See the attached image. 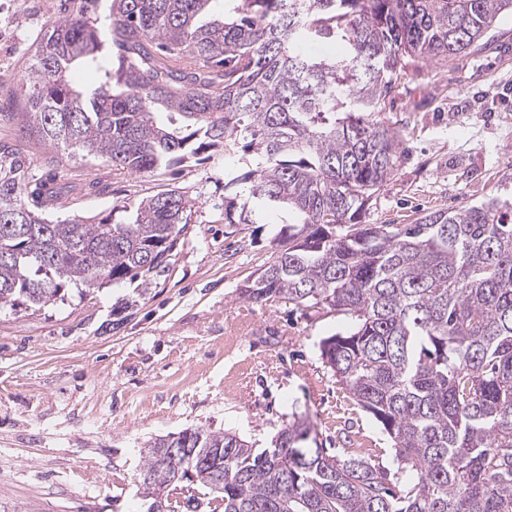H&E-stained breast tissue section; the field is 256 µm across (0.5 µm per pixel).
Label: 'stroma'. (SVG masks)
<instances>
[{
    "label": "stroma",
    "mask_w": 512,
    "mask_h": 512,
    "mask_svg": "<svg viewBox=\"0 0 512 512\" xmlns=\"http://www.w3.org/2000/svg\"><path fill=\"white\" fill-rule=\"evenodd\" d=\"M109 0H0V104L17 101L34 44L66 16L103 22ZM395 176L361 215L410 224L421 213L512 195V14L450 63L418 61L388 98ZM67 182L98 181L53 215L86 219L175 188L192 220L150 284L69 289L33 311L0 307V512H143L136 477L150 438L229 431L262 448L294 418L310 446L396 472L391 441L320 352L346 318L285 300L241 298L288 235L285 217L224 221V154L176 174H128L101 158L60 160Z\"/></svg>",
    "instance_id": "stroma-1"
}]
</instances>
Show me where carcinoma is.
I'll list each match as a JSON object with an SVG mask.
<instances>
[{
  "label": "carcinoma",
  "instance_id": "carcinoma-1",
  "mask_svg": "<svg viewBox=\"0 0 512 512\" xmlns=\"http://www.w3.org/2000/svg\"><path fill=\"white\" fill-rule=\"evenodd\" d=\"M106 22L50 23L0 122L57 155L104 158L131 174L224 151V223L283 211L288 247L244 282L251 302L285 299L351 320L323 362L392 441L398 473L308 446L296 419L269 448L233 432L152 438L138 496L178 508L176 490L224 512H512V203L437 210L413 224H358L394 175L400 135L377 120L401 72L468 54L512 0H111ZM306 40L344 47L301 54ZM117 67L85 88L107 46ZM75 186L29 172L0 144V304L29 309L165 272L191 221L176 189L141 199L126 221L51 220ZM184 441L180 479L149 482ZM224 449L215 467L201 458Z\"/></svg>",
  "mask_w": 512,
  "mask_h": 512
}]
</instances>
